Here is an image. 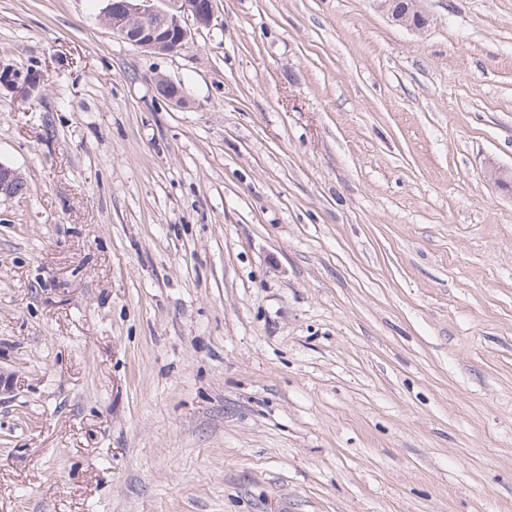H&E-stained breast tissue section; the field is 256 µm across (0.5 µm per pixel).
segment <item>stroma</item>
<instances>
[{"label":"stroma","instance_id":"obj_1","mask_svg":"<svg viewBox=\"0 0 512 512\" xmlns=\"http://www.w3.org/2000/svg\"><path fill=\"white\" fill-rule=\"evenodd\" d=\"M106 3L0 0V512H512V0ZM107 5L103 21L110 26L112 16L113 35L138 49L160 54H171L173 44L187 42L191 25L208 27L214 19L211 2L203 11L198 0H112ZM174 33L178 41H173ZM394 1L398 0H381L380 2L382 7L387 11V14L395 23L410 30H419L427 25V18L426 23L418 20L413 21L412 13L414 11H419L416 0H407L409 2V6L407 5L405 10L402 8H396V3Z\"/></svg>","mask_w":512,"mask_h":512}]
</instances>
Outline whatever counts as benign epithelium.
I'll return each instance as SVG.
<instances>
[{
    "instance_id": "benign-epithelium-1",
    "label": "benign epithelium",
    "mask_w": 512,
    "mask_h": 512,
    "mask_svg": "<svg viewBox=\"0 0 512 512\" xmlns=\"http://www.w3.org/2000/svg\"><path fill=\"white\" fill-rule=\"evenodd\" d=\"M408 2L409 6L401 9L394 0H381L395 23L410 30L424 28L425 23L412 18L418 10L417 0ZM213 19V9H199L198 0H110L103 14V21H112V34L138 49L160 54L173 53V38L185 43L191 27H208ZM167 84L164 100L176 106L185 104L182 84L170 80ZM16 179L18 173L14 169L0 164V196L12 195Z\"/></svg>"
}]
</instances>
